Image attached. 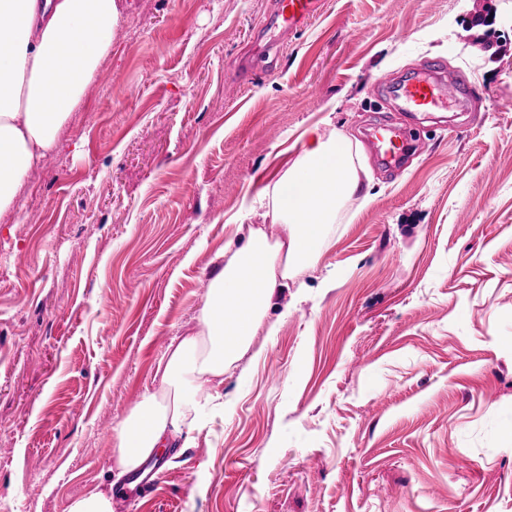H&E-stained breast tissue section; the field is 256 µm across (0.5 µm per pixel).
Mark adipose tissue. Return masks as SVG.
I'll return each instance as SVG.
<instances>
[{
  "instance_id": "1",
  "label": "adipose tissue",
  "mask_w": 512,
  "mask_h": 512,
  "mask_svg": "<svg viewBox=\"0 0 512 512\" xmlns=\"http://www.w3.org/2000/svg\"><path fill=\"white\" fill-rule=\"evenodd\" d=\"M0 215L16 209L31 171L51 153L72 112L111 54L122 18L120 0H0ZM288 168L258 193L283 235L269 241L249 228L241 245L226 244L210 279L197 332L173 337L159 360V387L112 429L109 449L120 475L138 472L179 437L202 431L223 411L218 387L250 351L280 289L321 254L359 189L351 140L299 136Z\"/></svg>"
}]
</instances>
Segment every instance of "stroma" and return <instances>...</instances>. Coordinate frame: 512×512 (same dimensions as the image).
Here are the masks:
<instances>
[{"label": "stroma", "mask_w": 512, "mask_h": 512, "mask_svg": "<svg viewBox=\"0 0 512 512\" xmlns=\"http://www.w3.org/2000/svg\"><path fill=\"white\" fill-rule=\"evenodd\" d=\"M59 136L0 217V512L108 487L114 425L198 329L244 202L311 125L347 135L363 193L270 311L261 358L189 448L115 512H512V0H124ZM270 67L243 61L266 39ZM437 60L469 112H427L397 171L365 132L408 116L378 77ZM320 4V0H275L273 20L283 33L294 32L317 15Z\"/></svg>", "instance_id": "stroma-1"}]
</instances>
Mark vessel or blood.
I'll return each mask as SVG.
<instances>
[{
	"label": "vessel or blood",
	"mask_w": 512,
	"mask_h": 512,
	"mask_svg": "<svg viewBox=\"0 0 512 512\" xmlns=\"http://www.w3.org/2000/svg\"><path fill=\"white\" fill-rule=\"evenodd\" d=\"M321 0H274L273 19L282 32L296 31L315 17ZM382 93L398 100L406 112H435L444 108L447 100H454L458 111H467L470 91L464 85L449 86L440 64L418 75L402 78L387 76L377 82ZM382 148V160L391 167L399 166L413 140L395 129L379 128L375 134Z\"/></svg>",
	"instance_id": "1"
}]
</instances>
